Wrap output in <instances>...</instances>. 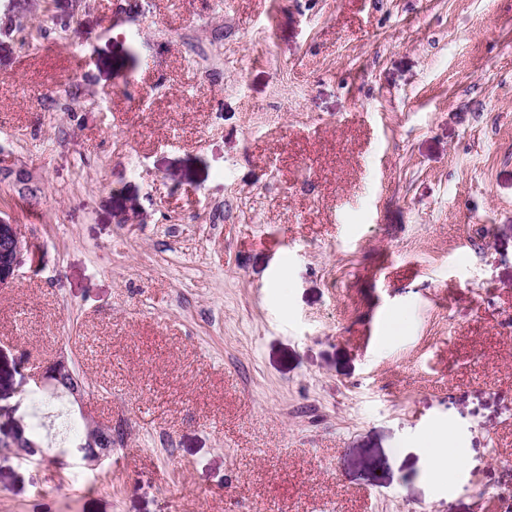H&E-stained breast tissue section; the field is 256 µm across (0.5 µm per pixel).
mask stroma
Returning <instances> with one entry per match:
<instances>
[{
  "label": "stroma",
  "instance_id": "obj_1",
  "mask_svg": "<svg viewBox=\"0 0 512 512\" xmlns=\"http://www.w3.org/2000/svg\"><path fill=\"white\" fill-rule=\"evenodd\" d=\"M0 154V512H502L512 0H0ZM62 351L95 470L21 447ZM29 246L18 224L0 218V285H10L19 277L20 255ZM32 380L39 387L61 391L73 406H77L85 421L86 433L85 426L83 428L71 417L68 425L69 448H79L85 434L80 451L81 461L86 467L95 468L112 455V421H101L88 411L90 387L86 386L83 377L64 353H60L41 374L32 376ZM47 394L48 393L46 392L45 389L38 388L36 386L30 387L24 392V399L27 405L32 409V413L29 415L30 419L32 420L30 427V436L32 439L38 442L43 441V438L41 437L38 431V424L40 422L37 414L39 410L38 403L43 404V400L47 399ZM466 467V459L457 454H450L448 448H445L439 440H433L426 449V473L434 479H444L448 481L454 476V473Z\"/></svg>",
  "mask_w": 512,
  "mask_h": 512
}]
</instances>
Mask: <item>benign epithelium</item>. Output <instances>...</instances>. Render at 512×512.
<instances>
[{"label": "benign epithelium", "instance_id": "7a95c632", "mask_svg": "<svg viewBox=\"0 0 512 512\" xmlns=\"http://www.w3.org/2000/svg\"><path fill=\"white\" fill-rule=\"evenodd\" d=\"M28 246L29 240L18 224L0 218V285L17 281L20 255ZM32 380L39 387L62 392L78 408L86 424L84 442L80 448L81 461L85 466L95 468L112 455V422L101 421L88 411L90 390L65 354H59L42 373L32 376Z\"/></svg>", "mask_w": 512, "mask_h": 512}]
</instances>
